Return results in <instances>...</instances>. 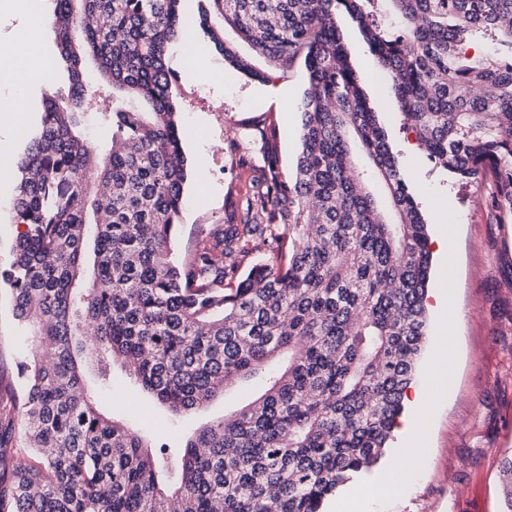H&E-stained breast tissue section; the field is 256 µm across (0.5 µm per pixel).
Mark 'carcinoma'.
<instances>
[{"mask_svg": "<svg viewBox=\"0 0 512 512\" xmlns=\"http://www.w3.org/2000/svg\"><path fill=\"white\" fill-rule=\"evenodd\" d=\"M180 0H52L60 86L17 160L0 278L35 336L23 398L0 403V512H322L381 458L426 338L427 224L350 61L358 28L430 160L491 171L512 216V0H206L200 25L253 79L303 62L301 152L288 179L266 133L239 222L172 252L187 158L168 49ZM231 29L264 61L226 43ZM491 38L493 52L469 45ZM92 60L101 80H86ZM112 110L99 111L104 95ZM112 128L100 156L81 129ZM268 249L241 272V259ZM77 354L118 361L174 414L229 384L260 393L181 448L105 415ZM178 471L162 483L168 466Z\"/></svg>", "mask_w": 512, "mask_h": 512, "instance_id": "cac0c4a2", "label": "carcinoma"}]
</instances>
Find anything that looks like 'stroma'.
Segmentation results:
<instances>
[{
    "label": "stroma",
    "mask_w": 512,
    "mask_h": 512,
    "mask_svg": "<svg viewBox=\"0 0 512 512\" xmlns=\"http://www.w3.org/2000/svg\"><path fill=\"white\" fill-rule=\"evenodd\" d=\"M201 0H180L184 42L169 50L172 92L179 112L183 149L189 161L185 203L174 249L186 257L201 235L243 211L262 156L239 148L253 125L274 122L279 168L293 176L301 150L299 105L308 87L303 65L270 81L247 78L225 62L199 27ZM351 60L385 129L410 190L428 224L429 237L448 238L447 255L433 254L430 292H446L448 310L427 307L429 341L413 381L426 395L420 471L408 487L377 504V512H507L500 466L512 457V221L493 205L495 178L462 180L437 167L411 128L405 127L388 77L357 29L343 22ZM207 151L204 168L194 159ZM18 173L0 174V271L12 262L18 229L11 207ZM33 351L12 313L11 295L0 284V399L20 395L23 364ZM86 379L103 409L127 417L121 395L143 409L157 443L176 448L195 429L223 419L246 403L256 385L235 383L196 412L172 415L139 390L121 365L111 383L97 366Z\"/></svg>",
    "instance_id": "obj_1"
}]
</instances>
